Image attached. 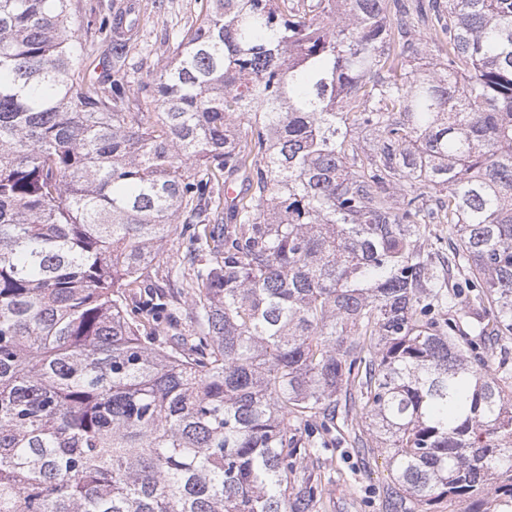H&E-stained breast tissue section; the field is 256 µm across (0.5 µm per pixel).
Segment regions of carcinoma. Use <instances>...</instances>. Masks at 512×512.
Returning <instances> with one entry per match:
<instances>
[{"label": "carcinoma", "instance_id": "carcinoma-1", "mask_svg": "<svg viewBox=\"0 0 512 512\" xmlns=\"http://www.w3.org/2000/svg\"><path fill=\"white\" fill-rule=\"evenodd\" d=\"M205 2L133 88L135 5L93 80L0 0V512H314L342 396L390 512H512V0ZM177 231V234H175L171 241L167 244L165 248V253L163 255V258L160 262L161 269H164L166 266L171 267L173 265H179L182 261V257L185 254L186 247H187V238L182 235H180V229L181 224ZM160 269V270H161Z\"/></svg>", "mask_w": 512, "mask_h": 512}]
</instances>
